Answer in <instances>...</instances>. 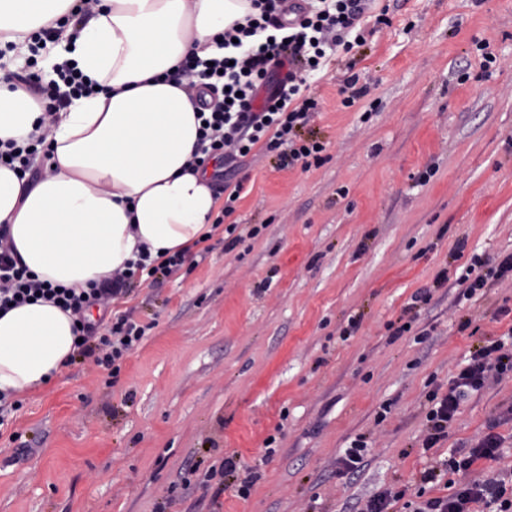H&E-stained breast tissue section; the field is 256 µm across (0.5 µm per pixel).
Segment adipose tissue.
Instances as JSON below:
<instances>
[{
    "instance_id": "ef3b65f1",
    "label": "adipose tissue",
    "mask_w": 512,
    "mask_h": 512,
    "mask_svg": "<svg viewBox=\"0 0 512 512\" xmlns=\"http://www.w3.org/2000/svg\"><path fill=\"white\" fill-rule=\"evenodd\" d=\"M75 0H0V29L21 44L64 21L40 62L43 82L67 64L87 87L41 132L43 108L0 75V142L43 134L52 171L37 184L0 165V225L39 280L73 288L135 259L192 252L220 208L212 176L193 167L201 102L165 75L186 57L221 56L248 0H98L70 22ZM76 320L52 303L0 314V394L41 390L76 351Z\"/></svg>"
}]
</instances>
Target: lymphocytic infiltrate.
Instances as JSON below:
<instances>
[{"label": "lymphocytic infiltrate", "instance_id": "lymphocytic-infiltrate-1", "mask_svg": "<svg viewBox=\"0 0 512 512\" xmlns=\"http://www.w3.org/2000/svg\"><path fill=\"white\" fill-rule=\"evenodd\" d=\"M285 0H250L252 15L224 34L230 58L214 63L190 56L168 81L199 77L216 100L199 140L204 151L231 163L248 156L264 134H271V143L283 150L281 164L300 166L302 170L320 165L323 144L300 137L317 103L307 98L299 106L291 101L305 85L307 73L319 70L327 51L351 52L362 43L363 34L355 27L366 12L369 0H318L311 13L297 20L284 18ZM60 80L40 86L35 75L14 73V80L37 90L44 101V112L53 115L64 109L73 94L84 85L78 75L65 65L58 68ZM7 231L0 227V310L43 299L63 311L81 317L78 329L81 338L77 353L83 360L106 370L110 377L120 373L119 362L134 350L145 336V325L127 312L113 313L112 307L129 295L133 286L143 279L159 280L180 268L184 254H174L156 261L149 253L138 254L129 261L125 271L116 273L103 283H89L82 290L38 280L17 258L6 243ZM512 277V253L497 263L481 255H473L459 280L466 286L467 297L484 293L492 283ZM93 306L109 309L107 322L86 320L84 313ZM512 373V349L501 341H487L471 350L467 363L461 367L445 395L430 393L426 413L427 428L424 449H432L448 436L461 400L469 391L501 380ZM502 444L495 433H488L468 452L449 458L443 467H430L420 475L424 484L437 483L443 472H467L479 461L496 458ZM512 483V468L486 478L457 483L452 494L431 497L416 503L414 512H476L478 507H497L498 512H512V496L507 493Z\"/></svg>", "mask_w": 512, "mask_h": 512}]
</instances>
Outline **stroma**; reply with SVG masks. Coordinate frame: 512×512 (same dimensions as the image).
I'll list each match as a JSON object with an SVG mask.
<instances>
[{"mask_svg": "<svg viewBox=\"0 0 512 512\" xmlns=\"http://www.w3.org/2000/svg\"><path fill=\"white\" fill-rule=\"evenodd\" d=\"M360 25L366 44L300 91L318 104L301 135L325 145L324 163L282 169L256 144L213 182L220 199L240 192L239 242L215 233L205 257L135 291L125 307L148 330L118 377L74 357L18 395L11 428L26 446L0 437V512H212L182 477L233 453L260 478L248 499L225 490L222 512L443 496L420 472L489 432L504 438L497 467L512 465V375L422 447L428 393L512 326L493 320L512 310L511 281L471 300L458 283L472 255L512 252V0H373ZM353 75L368 92L346 108ZM421 288L430 301L409 309ZM361 437L363 462L347 469Z\"/></svg>", "mask_w": 512, "mask_h": 512, "instance_id": "obj_1", "label": "stroma"}]
</instances>
